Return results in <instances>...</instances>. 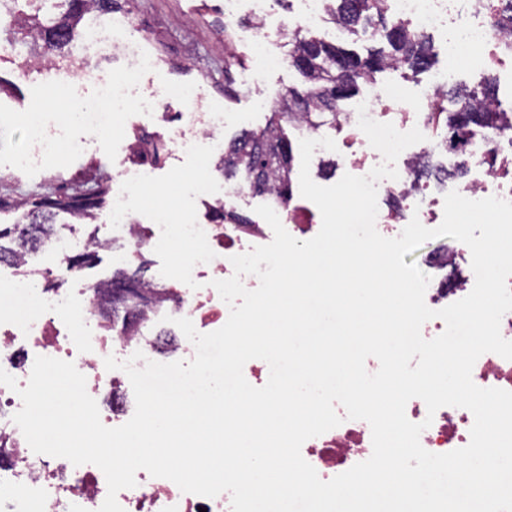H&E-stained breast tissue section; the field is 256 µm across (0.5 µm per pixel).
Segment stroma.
I'll return each mask as SVG.
<instances>
[{
  "mask_svg": "<svg viewBox=\"0 0 512 512\" xmlns=\"http://www.w3.org/2000/svg\"><path fill=\"white\" fill-rule=\"evenodd\" d=\"M224 0H131L135 35L144 37V48L158 62L146 84L156 89L167 84H187L199 88L205 101L240 113V123L225 127L224 140H232L242 128L259 129L271 116L270 109L253 104L248 85L249 65L237 68L239 93L224 95ZM29 47L10 45L0 31V194L11 196L33 190L47 191L61 184H75L97 174L112 180L119 170L120 156L112 150L111 132H88L69 127L58 153L39 170L12 172L15 152L26 147V137L18 116L33 107L52 116L69 110L71 90L53 83L38 62L28 61ZM145 261L148 273L164 269L169 261L166 249L146 247L141 258L123 255L121 250L99 251L94 264L83 270L85 283L112 275L115 270Z\"/></svg>",
  "mask_w": 512,
  "mask_h": 512,
  "instance_id": "35a3bbf8",
  "label": "stroma"
}]
</instances>
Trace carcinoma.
Listing matches in <instances>:
<instances>
[{
	"label": "carcinoma",
	"mask_w": 512,
	"mask_h": 512,
	"mask_svg": "<svg viewBox=\"0 0 512 512\" xmlns=\"http://www.w3.org/2000/svg\"><path fill=\"white\" fill-rule=\"evenodd\" d=\"M116 0H59L64 12L42 23L36 18L21 17L16 35L22 39L41 40L50 49L70 48L82 33L78 24L84 14L93 9L112 12ZM383 0H328V22L342 24L348 36L379 38L383 46L362 55L341 43L302 36L295 33L287 44L288 64L302 77V84L290 87L281 95L264 129L244 130L224 150L220 167L224 177L237 178L258 191L272 190L280 198L292 197L294 148L286 126L310 114L336 117L340 105L357 93L361 84L394 64L405 65L415 73L428 69L432 62L429 40L408 32L401 24L389 20L383 11ZM244 58L234 48V33L224 30V97L238 94L232 69L241 66ZM448 96L456 107L438 119L437 127L454 131L469 130L495 122L504 113L501 102L487 80L473 91L450 90ZM107 189L101 182L88 191L64 190L50 194H34L14 200L0 194V211L11 207L27 209L24 220L15 224H0V261L22 258L35 253L44 243L58 239L69 229L58 224L60 212L70 214L81 224L97 219L104 207ZM93 246L82 253L71 254L66 263L69 269L81 271L97 256ZM124 285L135 291L132 302L141 307L152 301L142 267L133 271L118 270L107 284L112 293Z\"/></svg>",
	"instance_id": "obj_1"
}]
</instances>
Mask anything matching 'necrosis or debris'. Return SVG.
Here are the masks:
<instances>
[{"label": "necrosis or debris", "instance_id": "obj_1", "mask_svg": "<svg viewBox=\"0 0 512 512\" xmlns=\"http://www.w3.org/2000/svg\"><path fill=\"white\" fill-rule=\"evenodd\" d=\"M297 2V11L285 18L273 9L272 0H224L228 27H235L244 16L256 22L240 35L237 48L253 60L257 70L275 69L283 63L273 36L325 28L326 0ZM383 7L410 30L437 37L459 68L495 69L512 77V0H384ZM131 25L129 13L116 11L111 26L91 30L83 38L81 80L95 87L99 104L70 113L68 119L89 130H103L115 118H127L131 108H139L140 120L133 134L123 135L114 143L126 161L112 190V237L156 247L171 243L185 250L188 257L176 274H159L160 303L146 309L136 327L118 337L100 316L99 288L78 278L68 288H43L30 264L11 266L10 277L0 278V368L18 384L14 390L0 384V512H98L107 496V482L97 466H76L64 458L34 453L14 423L13 417L22 407L17 390L26 387L35 358L73 362L86 378L88 394L96 399L109 398L101 411L102 424L121 426L135 411L127 399L132 386L124 371L106 369L105 358L124 361L139 351L160 363L192 360L195 351L176 326V319H190L201 333L221 328L229 314L214 281L233 275L231 256L273 239L265 220H251L250 204H237L238 192L232 183L224 188L223 205L245 216V223L219 224L207 213L174 224L166 206L155 208L149 223L136 218L137 188L152 179L164 159L182 152L195 156L205 169L218 168L224 154L222 134L227 114L202 106L189 88L168 86L142 96L139 77L156 62L140 41L127 36ZM105 53L123 56L124 68L112 75L101 73L93 61ZM447 87L448 72L444 69L432 70L426 84L413 96L397 83L380 84L373 79L366 83L361 102L370 118L393 123L402 132L416 127L425 136L424 141L399 155L397 179L376 184L375 226L384 237H397L415 217L428 228L442 222L444 195L421 176L428 168L465 171L466 180L455 189L466 198L496 196L512 201V117L470 130L460 141H452L435 131L436 119L445 108ZM357 105L343 107L335 125L314 128L303 122L299 129L307 139L334 136L336 151L319 147L316 156H334L343 172L365 176L382 163L383 157L360 130ZM23 123L33 147L20 153L16 163L26 169L43 167L65 130L37 109L24 113ZM159 125L168 128L167 137L160 141L153 133ZM257 199L273 208L296 239H311L321 228V214L309 200L296 199L286 206L267 191L259 193ZM426 264L435 273L425 293L428 307L444 308L473 289L469 249L428 255ZM472 380L482 388L512 391V360L485 353L473 366ZM405 412L412 422H427L420 443L429 452L443 454L470 442L474 417L467 409L445 406L431 416L425 403L414 398ZM372 451L371 427L363 420L344 421L308 439L301 448L303 458L325 481L366 461ZM136 480L135 487L117 495L124 512H231L229 493L213 498L185 493L171 480L143 470L137 472Z\"/></svg>", "mask_w": 512, "mask_h": 512}]
</instances>
